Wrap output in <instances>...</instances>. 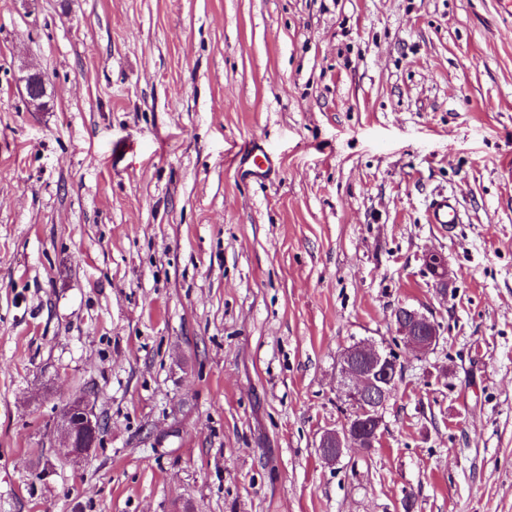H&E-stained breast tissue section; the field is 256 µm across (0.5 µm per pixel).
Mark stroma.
Here are the masks:
<instances>
[{"instance_id":"35a3bbf8","label":"stroma","mask_w":512,"mask_h":512,"mask_svg":"<svg viewBox=\"0 0 512 512\" xmlns=\"http://www.w3.org/2000/svg\"><path fill=\"white\" fill-rule=\"evenodd\" d=\"M256 138L267 182L237 170ZM402 306L440 324L427 354ZM364 341L403 378L381 443L329 464ZM83 394L106 426L75 465L54 426ZM407 498L512 512V6L0 0V512ZM22 81L25 91L33 95L28 99L30 107L42 109L44 103L41 100L46 93L47 76L40 70H29L22 77ZM459 210L454 197L451 195H440L430 203L428 223L440 224L448 229L452 224H457ZM397 333L420 354L433 350L441 336L440 326L417 309L400 307L395 313Z\"/></svg>"}]
</instances>
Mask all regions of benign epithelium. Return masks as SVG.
<instances>
[{
	"instance_id": "benign-epithelium-1",
	"label": "benign epithelium",
	"mask_w": 512,
	"mask_h": 512,
	"mask_svg": "<svg viewBox=\"0 0 512 512\" xmlns=\"http://www.w3.org/2000/svg\"><path fill=\"white\" fill-rule=\"evenodd\" d=\"M25 91L31 93L29 104L43 108L47 76L40 70H29L22 77ZM426 264L434 276L447 279V267L442 254H428ZM397 333L420 354L433 350L440 338V326L417 309L400 307L395 313ZM399 359L392 351L375 344L360 342L340 356L338 364V391L349 407L344 424L339 429L326 431L318 447L335 448L336 454L325 461H338L347 448L369 451L380 440L384 425L383 410L392 397V370L399 367ZM101 433L100 417L93 403L77 396L59 413L56 435L66 449V457L78 463L88 459L97 447Z\"/></svg>"
}]
</instances>
